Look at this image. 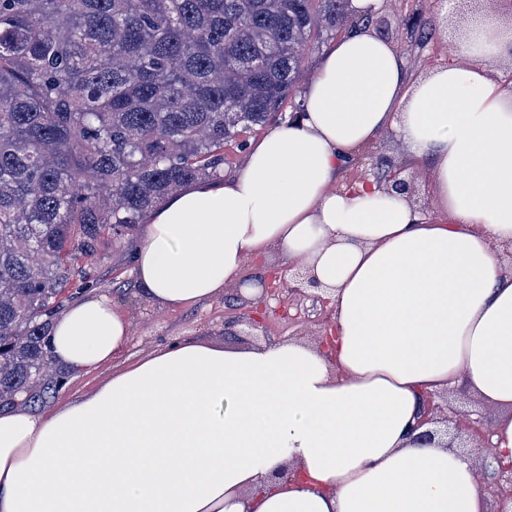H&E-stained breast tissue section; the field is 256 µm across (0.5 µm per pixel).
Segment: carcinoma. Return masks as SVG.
I'll return each instance as SVG.
<instances>
[{
    "mask_svg": "<svg viewBox=\"0 0 512 512\" xmlns=\"http://www.w3.org/2000/svg\"><path fill=\"white\" fill-rule=\"evenodd\" d=\"M347 0H0V409L55 397L49 331L80 258L130 236L224 144L301 110Z\"/></svg>",
    "mask_w": 512,
    "mask_h": 512,
    "instance_id": "1",
    "label": "carcinoma"
}]
</instances>
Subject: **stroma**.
Listing matches in <instances>:
<instances>
[{"mask_svg":"<svg viewBox=\"0 0 512 512\" xmlns=\"http://www.w3.org/2000/svg\"><path fill=\"white\" fill-rule=\"evenodd\" d=\"M488 7L512 11V0H385L380 13L385 36L408 61L406 78L414 82L432 70L444 66H464L470 59L456 42L462 28L465 9ZM432 28L434 37L423 47L415 34L421 27ZM403 149L393 136L379 143L339 176L341 183L352 185L366 178L383 160H401ZM138 236L105 238L96 255L89 260L97 280V292L107 294L132 320V337L116 366L91 371H73L66 376L55 404H64L90 391L111 375L114 367H125L146 354L186 339L213 341L228 348L255 346L263 342H283L295 338H317L322 328L311 301L281 309L258 308L253 301L229 300L221 296L197 306L167 310L146 304L131 274L132 253ZM266 316L265 329L244 335L246 321L256 311Z\"/></svg>","mask_w":512,"mask_h":512,"instance_id":"stroma-1","label":"stroma"}]
</instances>
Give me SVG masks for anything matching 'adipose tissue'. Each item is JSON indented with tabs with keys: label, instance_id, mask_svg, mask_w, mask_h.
I'll use <instances>...</instances> for the list:
<instances>
[{
	"label": "adipose tissue",
	"instance_id": "adipose-tissue-1",
	"mask_svg": "<svg viewBox=\"0 0 512 512\" xmlns=\"http://www.w3.org/2000/svg\"><path fill=\"white\" fill-rule=\"evenodd\" d=\"M458 45L469 66L409 86L400 50L354 29L297 118L226 180L173 194L135 248L143 299L166 309L258 294L244 264L277 252L331 300L333 360L303 339L182 341L76 401L0 411V512H485L474 463L416 427L422 396L473 393L512 456V271L495 254L512 245V91L484 62L512 54V23L466 14ZM387 134L427 165L434 212L372 179L338 185ZM131 334L88 296L53 322L51 362L101 367Z\"/></svg>",
	"mask_w": 512,
	"mask_h": 512
}]
</instances>
